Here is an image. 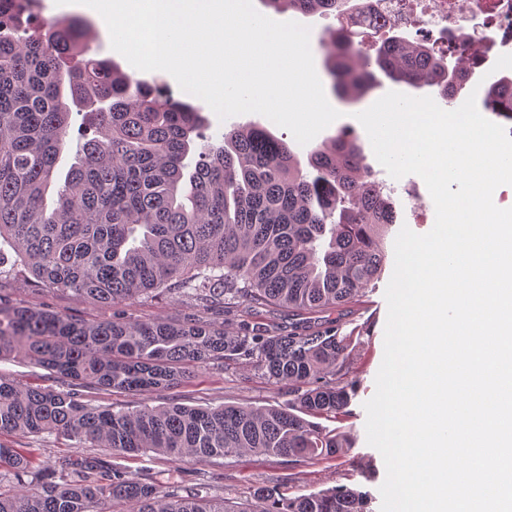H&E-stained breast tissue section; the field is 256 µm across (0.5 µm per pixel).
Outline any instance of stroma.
<instances>
[{"label": "stroma", "instance_id": "stroma-1", "mask_svg": "<svg viewBox=\"0 0 512 512\" xmlns=\"http://www.w3.org/2000/svg\"><path fill=\"white\" fill-rule=\"evenodd\" d=\"M39 14L48 20L75 16L87 21L93 37L91 45L99 56L111 58L121 71L133 79L166 85L173 98L199 108L204 118L203 132L210 142H217L224 131L231 128L258 125L291 143L293 151L303 160L307 158L311 148L328 145L338 133L346 132L358 137L375 179L393 189L399 202L397 222L390 227L384 240L387 252L385 264L379 276L367 289L362 303L349 311L330 309L310 317L314 327L325 329L338 325L343 333L355 336L353 358L356 371L348 386L347 414L339 422L340 427L351 437V448L346 457L314 464H291L286 459L273 456L216 457L205 463H196L172 462L157 455H115L103 448L93 449V456L144 478L153 477L162 482L177 479L186 492L199 482L208 481L214 495L233 503L250 501L256 488L278 483L285 484L289 494L293 496L306 495L336 485L357 486L368 492L371 512H381L382 498L379 488L385 480L386 470L381 454L366 441L364 404L375 392V378L384 354V329L387 319L385 290L394 269V241L401 226H408L413 232L424 234L432 229L435 222L434 203L424 181L414 174L398 180L393 179L377 161L366 131L355 118L356 113L370 107L383 93L393 90V83L384 82L381 89L373 91L356 105L338 104L340 118L319 133L310 145L303 146L295 143L293 135L287 129L269 122L263 115L251 113L219 120L204 101L183 92L170 74L135 69L112 49L101 17L92 11L71 5L59 6L54 0H40ZM408 187L417 189L416 198L411 199L405 195L404 190ZM33 286L32 280L23 279L8 271L0 273V294L9 297L13 303L28 304L37 301L46 308L84 322L103 321L112 315L110 308L91 299L61 291L37 295L33 292ZM124 311L127 316L140 321L162 319L174 322L185 321L200 313L193 301L178 300L166 293L139 296L125 305ZM170 401L188 406L247 402L257 407H284L288 404V391L271 384L254 368L211 362L191 367L188 378L182 383L152 398L156 405Z\"/></svg>", "mask_w": 512, "mask_h": 512}]
</instances>
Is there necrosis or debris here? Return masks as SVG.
I'll return each instance as SVG.
<instances>
[{
	"label": "necrosis or debris",
	"instance_id": "1",
	"mask_svg": "<svg viewBox=\"0 0 512 512\" xmlns=\"http://www.w3.org/2000/svg\"><path fill=\"white\" fill-rule=\"evenodd\" d=\"M375 21L462 50L474 72L489 57L512 54V0H370L349 24L365 28Z\"/></svg>",
	"mask_w": 512,
	"mask_h": 512
}]
</instances>
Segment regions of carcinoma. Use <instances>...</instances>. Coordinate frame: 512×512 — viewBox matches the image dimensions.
<instances>
[{"instance_id":"carcinoma-1","label":"carcinoma","mask_w":512,"mask_h":512,"mask_svg":"<svg viewBox=\"0 0 512 512\" xmlns=\"http://www.w3.org/2000/svg\"><path fill=\"white\" fill-rule=\"evenodd\" d=\"M277 11L332 14L325 70L334 94L355 101L386 78L431 87L450 102L469 69L460 51L392 35L370 54L344 21L350 0H261ZM33 0H0V253L48 291L86 295L112 319L80 322L36 304L0 301V358L27 360L62 382L31 386L0 376V434L55 435L73 447L154 453L172 461L276 456L292 464L339 458L340 420L354 373V336L338 328H251L262 307L296 315L352 308L380 274L383 240L397 202L373 179L360 143L338 135L308 154V172L288 143L263 127L232 128L187 162L204 119L189 103L90 54L79 18H38ZM484 105L512 113V74L488 84ZM97 137L46 195L72 112ZM184 294L203 310L242 306L240 332L200 318L144 322L121 306L148 292ZM251 364L288 387V408L247 403L149 404L198 364ZM143 396L134 410L94 404L82 389ZM369 512L367 492L348 485L289 496L259 487L231 505L203 483L183 496L95 457L63 456L51 468L27 448L0 443V512Z\"/></svg>"}]
</instances>
